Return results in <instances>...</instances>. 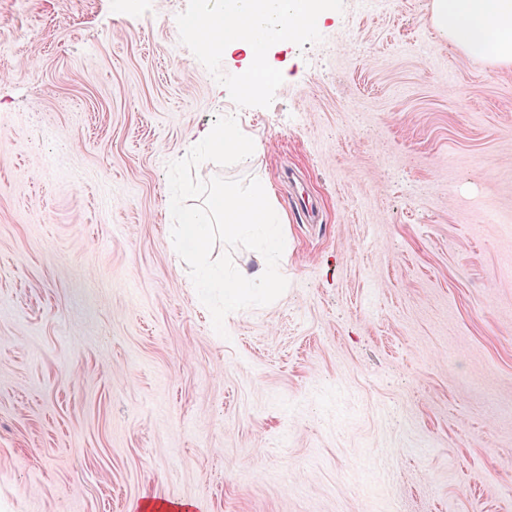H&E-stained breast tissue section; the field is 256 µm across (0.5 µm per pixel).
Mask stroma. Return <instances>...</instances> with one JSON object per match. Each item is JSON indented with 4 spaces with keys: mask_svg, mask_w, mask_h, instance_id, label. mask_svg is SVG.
Masks as SVG:
<instances>
[{
    "mask_svg": "<svg viewBox=\"0 0 512 512\" xmlns=\"http://www.w3.org/2000/svg\"><path fill=\"white\" fill-rule=\"evenodd\" d=\"M188 0H0V512H512V66L344 0L237 107ZM260 141L286 291L212 328L167 165Z\"/></svg>",
    "mask_w": 512,
    "mask_h": 512,
    "instance_id": "35a3bbf8",
    "label": "stroma"
}]
</instances>
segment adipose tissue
Masks as SVG:
<instances>
[{"label": "adipose tissue", "mask_w": 512, "mask_h": 512, "mask_svg": "<svg viewBox=\"0 0 512 512\" xmlns=\"http://www.w3.org/2000/svg\"><path fill=\"white\" fill-rule=\"evenodd\" d=\"M434 23L450 45L512 64V0H433Z\"/></svg>", "instance_id": "1"}]
</instances>
